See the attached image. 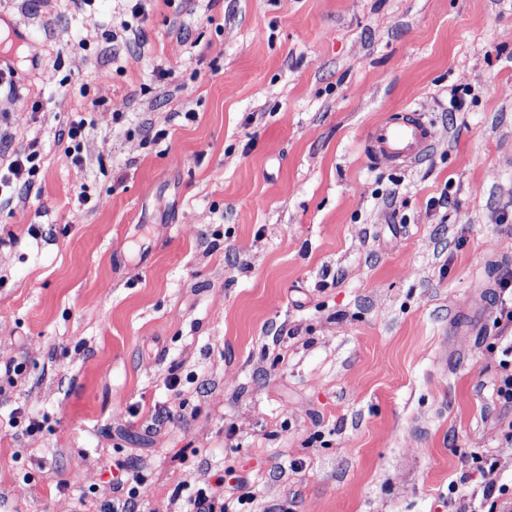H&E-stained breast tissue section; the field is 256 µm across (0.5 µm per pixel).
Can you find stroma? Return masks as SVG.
Instances as JSON below:
<instances>
[{
  "instance_id": "stroma-1",
  "label": "stroma",
  "mask_w": 512,
  "mask_h": 512,
  "mask_svg": "<svg viewBox=\"0 0 512 512\" xmlns=\"http://www.w3.org/2000/svg\"><path fill=\"white\" fill-rule=\"evenodd\" d=\"M134 6L0 0L27 36L0 161L40 154L0 206V421L43 422L0 429V512H98L120 463L143 512L201 487L224 512H448L480 482L465 451L512 455L488 349L512 0ZM399 109L436 137L405 169L365 149Z\"/></svg>"
}]
</instances>
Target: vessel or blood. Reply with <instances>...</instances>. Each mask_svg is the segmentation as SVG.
<instances>
[{"label":"vessel or blood","instance_id":"1","mask_svg":"<svg viewBox=\"0 0 512 512\" xmlns=\"http://www.w3.org/2000/svg\"><path fill=\"white\" fill-rule=\"evenodd\" d=\"M434 145V132L421 114L401 112L371 130L366 150L371 157L392 163L421 161Z\"/></svg>","mask_w":512,"mask_h":512}]
</instances>
